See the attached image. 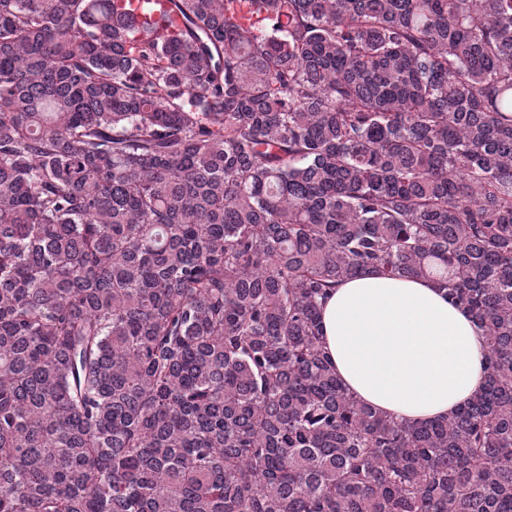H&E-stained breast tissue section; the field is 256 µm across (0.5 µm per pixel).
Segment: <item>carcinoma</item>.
<instances>
[{"instance_id": "carcinoma-1", "label": "carcinoma", "mask_w": 512, "mask_h": 512, "mask_svg": "<svg viewBox=\"0 0 512 512\" xmlns=\"http://www.w3.org/2000/svg\"><path fill=\"white\" fill-rule=\"evenodd\" d=\"M0 0V512H512V0ZM436 279L406 424L320 307ZM321 321L347 391L401 422L446 418L485 385V333L437 281L360 274L325 300Z\"/></svg>"}]
</instances>
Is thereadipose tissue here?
<instances>
[{
  "label": "adipose tissue",
  "instance_id": "ef3b65f1",
  "mask_svg": "<svg viewBox=\"0 0 512 512\" xmlns=\"http://www.w3.org/2000/svg\"><path fill=\"white\" fill-rule=\"evenodd\" d=\"M321 321L347 391L401 422L446 418L485 385V333L437 281L360 274L325 300Z\"/></svg>",
  "mask_w": 512,
  "mask_h": 512
}]
</instances>
